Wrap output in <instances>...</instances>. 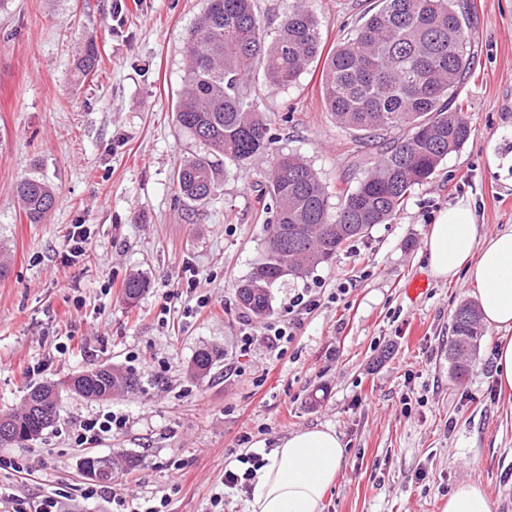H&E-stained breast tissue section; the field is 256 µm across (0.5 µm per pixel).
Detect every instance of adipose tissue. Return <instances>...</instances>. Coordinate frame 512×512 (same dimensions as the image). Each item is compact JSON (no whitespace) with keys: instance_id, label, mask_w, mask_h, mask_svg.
Segmentation results:
<instances>
[{"instance_id":"ef3b65f1","label":"adipose tissue","mask_w":512,"mask_h":512,"mask_svg":"<svg viewBox=\"0 0 512 512\" xmlns=\"http://www.w3.org/2000/svg\"><path fill=\"white\" fill-rule=\"evenodd\" d=\"M432 274L440 279L466 275L488 326L502 330L494 364L503 394H512V232L483 239L475 207L459 199L432 224L426 242ZM345 460L335 431L308 429L290 434L264 456L250 487V512H322L323 500Z\"/></svg>"}]
</instances>
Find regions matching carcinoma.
<instances>
[{"mask_svg":"<svg viewBox=\"0 0 512 512\" xmlns=\"http://www.w3.org/2000/svg\"><path fill=\"white\" fill-rule=\"evenodd\" d=\"M469 22L459 0H380L376 11L325 55L319 22L306 0H295L272 38L255 0H204L185 38L184 75L174 103L177 127L199 147L174 174L185 199L207 201L224 178L226 164L242 166L272 150L269 120L248 93L259 67L268 85L286 88L322 58L321 99L338 124L370 138L407 131L383 144L372 171L343 193L334 212L315 170L296 154H277L264 184L274 203L263 226L264 247L236 288L238 304L252 317L272 315L271 288L288 278L284 268L304 266L303 277H309L344 244L388 221L413 189L468 141L471 129L456 97L474 65L465 37ZM97 65L96 46L85 44L76 61L78 73L86 76ZM17 194L29 223H44L55 205L54 188L33 175L18 183ZM146 288L145 278L130 276L126 302L135 303ZM481 333L477 306L461 304L454 312L450 346L456 375L468 372ZM222 356L216 347L200 348L192 360L194 374L208 375ZM59 384L97 400L119 391L135 393L140 381L132 372L101 366ZM59 384L34 388L21 410L0 414L1 446L23 445L51 426ZM79 469L107 482L114 462L85 456Z\"/></svg>","mask_w":512,"mask_h":512,"instance_id":"carcinoma-1","label":"carcinoma"}]
</instances>
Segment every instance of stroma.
<instances>
[{"label":"stroma","mask_w":512,"mask_h":512,"mask_svg":"<svg viewBox=\"0 0 512 512\" xmlns=\"http://www.w3.org/2000/svg\"><path fill=\"white\" fill-rule=\"evenodd\" d=\"M375 2L309 0L325 49ZM466 2L475 63L459 100L470 139L390 220L311 277L272 288L271 320L296 324L275 357L261 341L267 322L235 296L263 247L272 200L258 184L270 156L227 166L201 206L173 183L195 150L175 124L172 99L203 0H0V244L10 254L0 279V414L20 409L33 387L101 365L133 372L143 386L98 401L62 393L55 423L37 440L0 447V459L18 465L0 469L1 487L30 500L56 497L60 512H113V495L80 496L89 480L79 460L89 453L118 460L116 493L137 512L163 497L169 512H214L218 496L224 512H248V493L222 484L225 460L328 427L345 463L322 512H442L465 482L482 487L493 512H512V398L495 379L497 332L484 329L475 365L456 377L452 316L473 301L472 287L462 275L432 277L425 248L440 212L465 196L480 236L512 231V0ZM89 41L100 63L83 78L75 59ZM321 72L311 64L279 90L259 74L250 95L271 121L274 151L303 157L335 205L377 153L324 108ZM34 173L56 191L43 224L28 223L15 194ZM76 224L89 238L69 264ZM136 273L148 286L131 306L123 284ZM417 274L429 284L412 300L406 288ZM343 283L349 293L332 300ZM305 288L320 307L289 312ZM201 295L209 299L202 310ZM246 331L254 341L245 350ZM205 345L224 356L203 378L189 365ZM112 411L126 416L125 427L78 442L80 421ZM128 456L137 466L125 467Z\"/></svg>","instance_id":"stroma-1"}]
</instances>
